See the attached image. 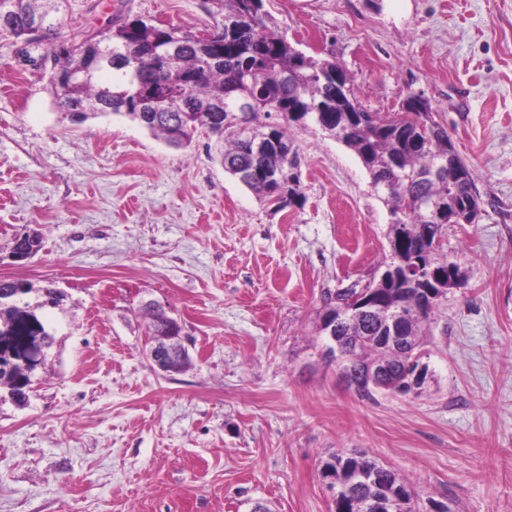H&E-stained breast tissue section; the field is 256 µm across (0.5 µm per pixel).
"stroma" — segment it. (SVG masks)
<instances>
[{"label":"stroma","instance_id":"35a3bbf8","mask_svg":"<svg viewBox=\"0 0 512 512\" xmlns=\"http://www.w3.org/2000/svg\"><path fill=\"white\" fill-rule=\"evenodd\" d=\"M113 0H66L62 37ZM270 26L334 56L371 111L429 101L475 172L481 215L443 228L462 284L443 298L426 383L363 396L322 355L328 294L389 254V214L358 157L294 126L299 205L227 174L205 131L172 148L109 117L72 124L49 74L0 34V279L63 290L27 406H0V512H335L323 463L363 453L417 512H512V0H264ZM126 16L201 35L222 0H123ZM38 232L30 260L16 236ZM154 303L182 328L181 372L146 357Z\"/></svg>","mask_w":512,"mask_h":512}]
</instances>
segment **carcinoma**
<instances>
[{
	"label": "carcinoma",
	"mask_w": 512,
	"mask_h": 512,
	"mask_svg": "<svg viewBox=\"0 0 512 512\" xmlns=\"http://www.w3.org/2000/svg\"><path fill=\"white\" fill-rule=\"evenodd\" d=\"M60 2L0 0V33L27 43L30 51L52 59L56 71L67 73L85 67L91 31L70 36L67 41L73 50L57 53L60 36L49 17L59 10ZM95 38L101 46L97 66L82 82L57 91L60 108L75 99L87 120L109 115L125 118L173 147L188 146L199 130L218 131L224 137V170L258 197L269 200L280 195L288 206L301 202L297 154L288 128L312 123L356 153L378 198L388 207L387 239L397 247L398 256H389L385 267L401 259L421 270L448 267V258L435 257L438 224L433 215L437 211L448 214L450 193L462 201L479 194L468 165H447L442 141L450 136L435 120L427 100L404 102L401 111L387 116L370 111L358 98L349 75H344L342 85H336L333 73L342 69L336 58L314 57L294 47L267 25V15L255 0H224L222 36L209 42L179 28L143 20L130 27L118 16L106 34ZM168 42L180 47L175 56L165 59L167 82L158 85L145 53ZM195 72L201 79L186 83L185 77ZM143 89L172 105L183 100L185 106L149 118L136 102ZM21 247L39 252L40 235L17 237L13 249ZM10 285L13 295L0 306V404L24 402L22 394L32 386L34 374L26 373L19 356L46 364L55 336L41 310L61 306L65 298L55 288L36 289L25 280ZM364 290L380 303L381 312L338 330L340 336L365 338L351 363L404 364L403 355L388 350L378 339L383 311H405L407 334L415 337L420 348L439 303L414 308L415 289L383 277L327 295L326 314L340 315L348 299ZM150 316L151 339L179 353L183 344L168 315L153 309ZM359 469L376 472L380 484L395 494L393 512H414L403 479L365 454L338 452L324 462L322 475L330 486L338 487L346 485ZM336 512H367V508L363 499L345 496L336 503Z\"/></svg>",
	"instance_id": "cac0c4a2"
}]
</instances>
